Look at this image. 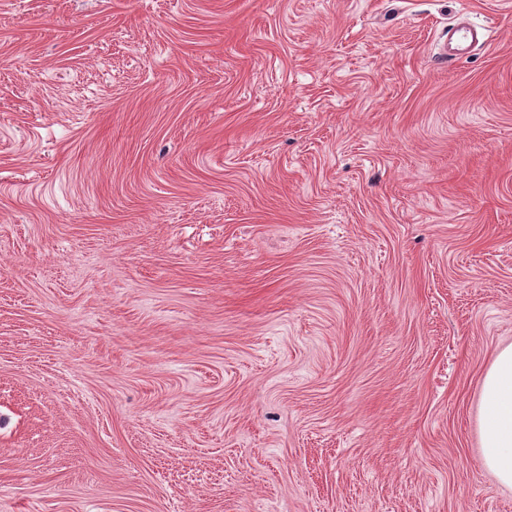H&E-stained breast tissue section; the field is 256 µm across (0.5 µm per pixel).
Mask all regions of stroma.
Here are the masks:
<instances>
[{
  "label": "stroma",
  "instance_id": "obj_1",
  "mask_svg": "<svg viewBox=\"0 0 512 512\" xmlns=\"http://www.w3.org/2000/svg\"><path fill=\"white\" fill-rule=\"evenodd\" d=\"M511 342L512 0H0V512H512ZM484 37V29L477 26L463 25L450 29L448 30V43L445 41L442 51L437 54V60L443 64L456 62L468 52L470 47L482 41ZM479 438L484 468L512 488V343L497 349L481 381Z\"/></svg>",
  "mask_w": 512,
  "mask_h": 512
}]
</instances>
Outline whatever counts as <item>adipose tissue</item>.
<instances>
[{
	"label": "adipose tissue",
	"instance_id": "1",
	"mask_svg": "<svg viewBox=\"0 0 512 512\" xmlns=\"http://www.w3.org/2000/svg\"><path fill=\"white\" fill-rule=\"evenodd\" d=\"M479 438L484 468L512 488V343L497 349L481 381Z\"/></svg>",
	"mask_w": 512,
	"mask_h": 512
}]
</instances>
